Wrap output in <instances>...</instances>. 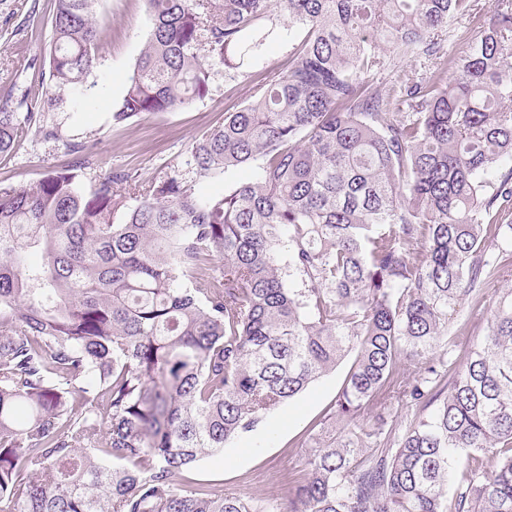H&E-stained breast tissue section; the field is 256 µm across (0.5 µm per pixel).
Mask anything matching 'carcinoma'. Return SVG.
<instances>
[{
    "mask_svg": "<svg viewBox=\"0 0 512 512\" xmlns=\"http://www.w3.org/2000/svg\"><path fill=\"white\" fill-rule=\"evenodd\" d=\"M95 0H54L49 71L33 62L21 114L0 98V158L95 64ZM149 37L112 121L173 112L239 70L288 15V70L192 146L181 174L89 162L0 185V512H265L182 472L223 452L355 353L333 417L347 429L288 474L278 512H512V286L457 367V306L512 266V0L441 53L474 0H146ZM437 59L384 110L363 75ZM222 261H216L217 255ZM293 278L298 287L286 286ZM400 427L355 430L394 395ZM467 457L453 494L456 466ZM451 34L454 36L445 43V48L451 54L462 51L467 44L474 41L480 35V28L476 19L466 15L458 17L451 23ZM447 52V53H448Z\"/></svg>",
    "mask_w": 512,
    "mask_h": 512,
    "instance_id": "carcinoma-1",
    "label": "carcinoma"
}]
</instances>
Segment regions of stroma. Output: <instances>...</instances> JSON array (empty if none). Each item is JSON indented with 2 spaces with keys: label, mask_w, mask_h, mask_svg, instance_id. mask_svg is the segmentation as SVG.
Masks as SVG:
<instances>
[{
  "label": "stroma",
  "mask_w": 512,
  "mask_h": 512,
  "mask_svg": "<svg viewBox=\"0 0 512 512\" xmlns=\"http://www.w3.org/2000/svg\"><path fill=\"white\" fill-rule=\"evenodd\" d=\"M23 4L36 7L29 33L16 29V12ZM95 18L99 40L90 75L61 108L43 115L45 124L61 127V140L47 142L29 136L10 159L0 160V183L27 184L47 171L72 164L74 156L67 145L74 141L84 143L92 159L84 171L87 186L118 169L142 179L186 173L193 143L222 124L225 113L252 101L260 75L287 70L293 48L285 39L272 42L259 64L244 72L212 65L209 93L203 99L175 112L136 117L116 125L111 115L127 92L148 37L150 17L145 0H96ZM51 40L49 0H0V94L25 81L30 62L48 61ZM432 71L431 61L426 59L413 64L390 59L365 79L388 90L406 79H428ZM489 320V306L468 300L461 303L448 329L457 344V359H464L466 351L481 342ZM350 365V360H342L335 370L272 410L255 431L226 443L223 453L189 469L188 477L249 501L280 503L288 473L305 469L313 449L333 436L337 427L333 407Z\"/></svg>",
  "instance_id": "obj_1"
}]
</instances>
